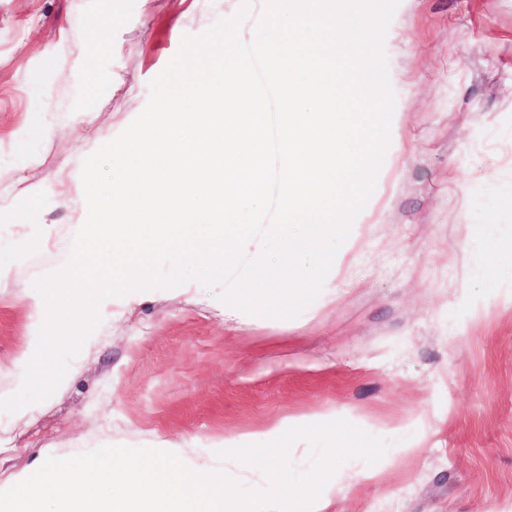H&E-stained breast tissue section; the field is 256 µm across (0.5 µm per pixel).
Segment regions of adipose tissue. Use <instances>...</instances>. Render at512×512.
Listing matches in <instances>:
<instances>
[{
	"instance_id": "adipose-tissue-1",
	"label": "adipose tissue",
	"mask_w": 512,
	"mask_h": 512,
	"mask_svg": "<svg viewBox=\"0 0 512 512\" xmlns=\"http://www.w3.org/2000/svg\"><path fill=\"white\" fill-rule=\"evenodd\" d=\"M342 419L346 420L350 427L356 430L363 429L367 424L366 419L361 416L350 414L342 418L336 414L335 410L331 409L313 416L288 417L258 432L225 436L223 441L215 443L214 449L216 452L224 454V456L233 457L238 455L240 450L252 447L256 442L271 443L277 441L284 432H302L327 427Z\"/></svg>"
}]
</instances>
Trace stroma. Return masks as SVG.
Here are the masks:
<instances>
[{
    "label": "stroma",
    "instance_id": "1",
    "mask_svg": "<svg viewBox=\"0 0 512 512\" xmlns=\"http://www.w3.org/2000/svg\"><path fill=\"white\" fill-rule=\"evenodd\" d=\"M245 1L259 19L265 0H110L102 48L98 0H0L1 392L27 362L32 283L86 218L84 158L143 110L184 35ZM385 49L401 149L319 298L294 320L225 319L195 282L114 300L49 399L0 413V482L176 440L198 469L261 490L212 444L333 409L393 445L342 466L325 512H512V284L486 242L512 241V0H400ZM83 51L91 69L70 68Z\"/></svg>",
    "mask_w": 512,
    "mask_h": 512
}]
</instances>
